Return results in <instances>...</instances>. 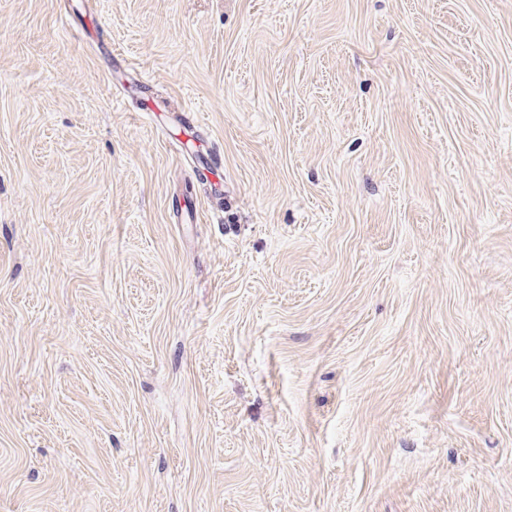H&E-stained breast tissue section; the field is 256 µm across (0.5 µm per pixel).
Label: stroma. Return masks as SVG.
Instances as JSON below:
<instances>
[{"instance_id":"obj_1","label":"stroma","mask_w":512,"mask_h":512,"mask_svg":"<svg viewBox=\"0 0 512 512\" xmlns=\"http://www.w3.org/2000/svg\"><path fill=\"white\" fill-rule=\"evenodd\" d=\"M0 512H512V0H0Z\"/></svg>"}]
</instances>
